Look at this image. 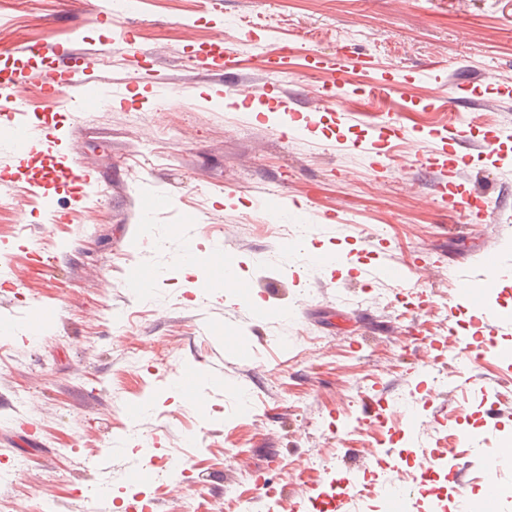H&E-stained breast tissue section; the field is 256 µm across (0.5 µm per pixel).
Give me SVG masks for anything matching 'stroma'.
<instances>
[{
  "mask_svg": "<svg viewBox=\"0 0 512 512\" xmlns=\"http://www.w3.org/2000/svg\"><path fill=\"white\" fill-rule=\"evenodd\" d=\"M111 2L0 0V69L26 73L28 112L63 114L73 157L107 179L79 203L65 181L33 197L54 142L15 158L0 134V512L137 499L280 512L277 490L303 506L330 477L367 487L353 512H385L394 475L439 488L415 512H459L483 497L487 467L512 485V456L494 453L512 441V0H139L117 19ZM74 38L112 50L107 111L46 98V60L15 52ZM219 38L242 69H195ZM281 41L295 53L272 74L263 57ZM343 49L371 69L326 106L332 78L304 73V57ZM374 79L383 101L355 95ZM463 85L473 99L457 98ZM382 105L397 133L363 152ZM285 112L301 137L279 127ZM448 132L468 165L449 162ZM448 181L486 212L452 209ZM155 195L170 205L151 214ZM296 213L309 238L274 233L270 217ZM191 243L224 245L248 295L213 296L184 272ZM490 252L502 267L479 312L456 286L483 282ZM382 261L404 280L371 277ZM132 272L151 277L147 294L126 290ZM41 305L57 310L46 329ZM194 366L207 378L192 400L177 375ZM449 434L465 443L460 470L427 473L423 450ZM150 456L174 471L132 483Z\"/></svg>",
  "mask_w": 512,
  "mask_h": 512,
  "instance_id": "stroma-1",
  "label": "stroma"
}]
</instances>
